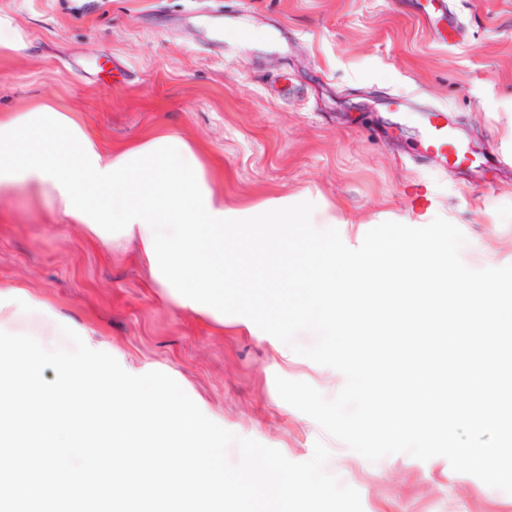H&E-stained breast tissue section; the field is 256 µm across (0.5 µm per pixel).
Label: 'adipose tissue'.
Segmentation results:
<instances>
[{
    "instance_id": "ef3b65f1",
    "label": "adipose tissue",
    "mask_w": 512,
    "mask_h": 512,
    "mask_svg": "<svg viewBox=\"0 0 512 512\" xmlns=\"http://www.w3.org/2000/svg\"><path fill=\"white\" fill-rule=\"evenodd\" d=\"M48 195L54 211L81 227L104 248L134 239L139 258L166 299L197 317L223 325L224 270L239 265L240 251L224 248L225 232L245 224L265 228L259 252L280 249L292 224L304 226L315 248L304 258L313 271L335 265L336 217L284 198L260 207L231 208L215 189L200 149L183 136L160 131L103 150L77 113L49 100L0 113V197L18 189ZM448 244L438 236L409 238L398 231L350 258L340 279L320 280L309 309L292 310L297 321L317 315L335 334L338 315L362 310L382 273L397 285L378 294L384 325L405 337L399 374H374L363 353L349 362L364 379L363 398L381 420L382 432L430 448L448 444L466 467L512 483V413H503L491 379L499 370L496 345L484 330L512 331V297L493 280L474 281L449 264ZM441 340L463 346L465 383L443 379L427 356L432 320ZM477 434L462 445L459 430Z\"/></svg>"
}]
</instances>
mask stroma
Here are the masks:
<instances>
[{
	"instance_id": "stroma-1",
	"label": "stroma",
	"mask_w": 512,
	"mask_h": 512,
	"mask_svg": "<svg viewBox=\"0 0 512 512\" xmlns=\"http://www.w3.org/2000/svg\"><path fill=\"white\" fill-rule=\"evenodd\" d=\"M442 44L419 0H0L25 35L0 55V113L50 98L80 112L103 149L155 131L200 146L228 207L293 196L361 228L351 256L404 224L439 231L475 280H512V0H448ZM245 30L242 38L231 29ZM444 107L457 161L410 159ZM25 282L94 330L124 370L160 371L225 429L290 461L330 451L329 473L363 512H512V494L441 456L369 462L279 396L275 379L326 398L337 370L268 337L198 321L162 297L134 247L105 253L42 194L0 198V284ZM433 4L434 11L429 15V21L436 26L441 25L448 44L457 41L459 35V21L454 13L448 11V3L446 0H436Z\"/></svg>"
}]
</instances>
